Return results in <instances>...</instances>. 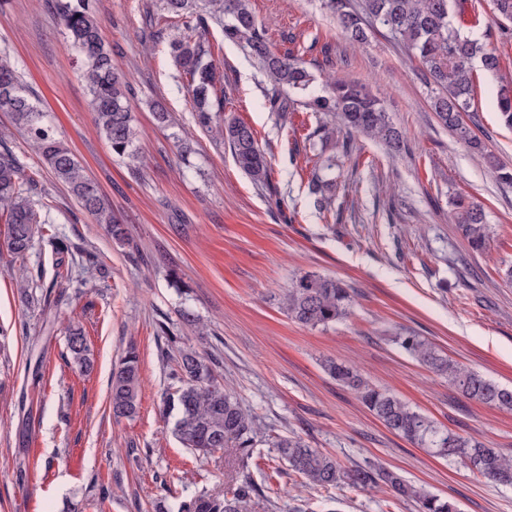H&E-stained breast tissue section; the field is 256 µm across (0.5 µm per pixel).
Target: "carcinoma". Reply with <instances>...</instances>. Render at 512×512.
Here are the masks:
<instances>
[{
	"mask_svg": "<svg viewBox=\"0 0 512 512\" xmlns=\"http://www.w3.org/2000/svg\"><path fill=\"white\" fill-rule=\"evenodd\" d=\"M167 13L183 20L190 34L171 43V55L188 78L198 123L227 143L235 163L249 178L269 184L271 171L259 148L255 131L236 119L224 118V90L217 89L211 52L201 33L208 20L219 22L224 38L246 43L269 80L306 99L313 112H337L350 133H361L397 153L404 148L401 132L367 87L359 82L336 79L316 92L315 76L296 57L271 51L266 33L252 11L249 0H160ZM337 25L357 44L367 40L364 21L386 29L414 53L423 66L428 83L434 86L430 103L440 122L456 131L473 150L484 152L482 140L464 124L471 108L473 82L471 64L480 58L484 69L496 73L500 66L495 51L472 39L455 18L463 13L460 0H363L362 12L350 0H326ZM58 23L71 40L81 61L82 77L90 96L96 128L109 144L112 155L135 162L137 130L127 95L130 85L121 66L104 48L102 25L92 0H58ZM501 120L512 127V84L500 85L497 93ZM0 112L7 113L14 128L30 142L42 165L65 186L81 209L95 223L107 226L112 239H127L126 225L112 212L99 185L89 178L72 150L56 137L53 127L32 100L16 67L0 56ZM324 175H315L309 186L313 206L330 212L332 187L336 184V157L321 160ZM36 183L24 175L17 158L0 151V220L7 224L6 250L15 257L28 253L46 223L35 200ZM454 223L469 246L486 249V216L480 205L464 195L449 200ZM55 268L69 253L58 237L47 239ZM350 288L334 276L306 272L296 277L282 296L288 318L310 328L328 326L346 319L352 307ZM395 343L432 373L448 380L464 396L486 405L512 409V389L500 386L478 372L464 370L441 354L427 339L413 333L401 334ZM67 353L74 364L87 371L92 366L90 346L81 328L69 330ZM324 371L338 384L354 391L364 406L390 431L437 457L462 459L481 477L512 485V460L497 448L438 426L426 415L410 408L386 389H380L355 367L337 360L323 363ZM177 386L166 394L163 412L174 417L173 433L187 449L208 455L224 448L234 449L245 459L262 432L257 420L243 410L237 398L215 376L207 358L195 350L178 349L172 373ZM141 387L139 355L129 347L112 370L110 409L116 420L135 416ZM291 470L312 486L324 489L347 485L352 488H385L394 497L410 499L418 512H459L457 504L403 479L386 468L370 465L343 466L334 457L310 448L297 437L272 441ZM255 487L243 480L228 488L224 496H191L171 505L160 497L154 512H246Z\"/></svg>",
	"mask_w": 512,
	"mask_h": 512,
	"instance_id": "carcinoma-1",
	"label": "carcinoma"
}]
</instances>
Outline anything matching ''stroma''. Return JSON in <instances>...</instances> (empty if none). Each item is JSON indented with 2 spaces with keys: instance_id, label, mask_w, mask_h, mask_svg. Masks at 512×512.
<instances>
[{
  "instance_id": "1",
  "label": "stroma",
  "mask_w": 512,
  "mask_h": 512,
  "mask_svg": "<svg viewBox=\"0 0 512 512\" xmlns=\"http://www.w3.org/2000/svg\"><path fill=\"white\" fill-rule=\"evenodd\" d=\"M56 2L0 0V52L100 184L130 240L116 242L84 213L0 112V136L47 204L43 237L66 239L71 253L67 281L48 293L19 284L23 268L50 264L48 250L38 243L14 257L0 245V461L8 463L0 469V512H67L76 502L84 512H152L160 495L175 503L220 494L244 478L258 489L248 512H417L415 502L380 490L303 486L268 443L245 460L230 449L202 456L183 448L162 413L181 346L213 359L218 379L270 437H300L346 466L385 467L461 512H512V486L413 447L321 367L328 358L354 364L438 425L512 458V411L464 398L394 342L407 332L425 337L462 368L512 388V282L504 277L512 265V183L497 180L484 157L440 123L418 60L380 34L352 45L323 0H251L274 51L304 61L317 86L367 83L406 142L392 157L339 131L325 147L340 175L332 210L322 215L308 193L318 160L309 136L320 124L338 127V117L300 100L271 111L268 98L287 97V89L274 86L242 44L226 40L221 25L209 24L224 115L256 131L271 166L269 185L254 184L229 146L197 123L188 80L170 55V42L186 32L182 20L160 0H95L104 40L131 85L140 162L128 165L95 129ZM463 27L500 59L494 74L473 65L465 120L512 167V129L496 103L499 86L512 83V24L495 20L491 0H465ZM155 100L169 113L166 125L150 109ZM345 138L354 150L341 157ZM460 192L486 213L484 252L448 219V201ZM88 252L97 265L84 262ZM173 271L184 290L169 285ZM306 271L348 285L349 318L313 329L288 319L276 296ZM185 310L198 327L183 323ZM72 324L82 326L94 354L84 374L67 356ZM165 326L178 346L167 342ZM131 346L140 360L138 411L117 421L110 376ZM19 469L25 482L16 479ZM103 485L112 498L100 509Z\"/></svg>"
}]
</instances>
